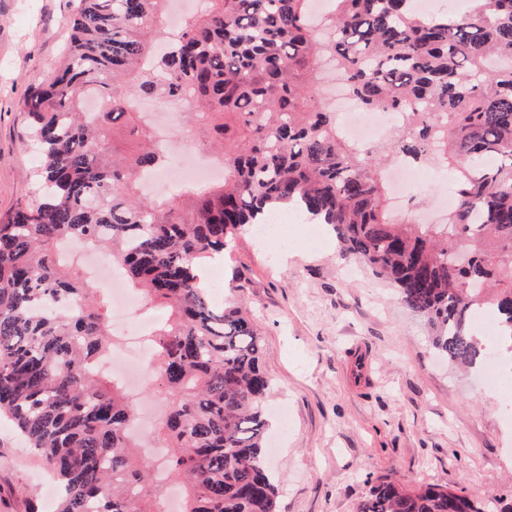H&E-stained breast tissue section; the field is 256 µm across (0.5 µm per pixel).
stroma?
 <instances>
[{"label": "stroma", "instance_id": "1", "mask_svg": "<svg viewBox=\"0 0 512 512\" xmlns=\"http://www.w3.org/2000/svg\"><path fill=\"white\" fill-rule=\"evenodd\" d=\"M76 0H0V219L35 202L39 161L19 102L65 63ZM289 247L286 259L270 253ZM216 300L243 304L273 379L267 456L278 512H356L372 486L431 484L512 505V424L476 373L434 353L394 288L297 224L287 242L238 234L207 262ZM236 279L237 291L225 283ZM54 483L0 422V512H51Z\"/></svg>", "mask_w": 512, "mask_h": 512}]
</instances>
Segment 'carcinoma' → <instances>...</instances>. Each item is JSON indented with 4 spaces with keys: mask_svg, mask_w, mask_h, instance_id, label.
Wrapping results in <instances>:
<instances>
[{
    "mask_svg": "<svg viewBox=\"0 0 512 512\" xmlns=\"http://www.w3.org/2000/svg\"><path fill=\"white\" fill-rule=\"evenodd\" d=\"M206 0L160 55L162 0H80L66 67L20 104L42 164L39 203L0 224V413L60 482L56 512H162L156 472L135 456L126 392L103 381L109 305L94 281L62 273L54 249L108 247L130 287L171 310L153 333L149 371L169 406L156 435L183 512H277L266 464L271 378L252 321L213 302L204 262L246 226L291 211L330 226L351 258L393 284L448 363L473 369L497 353L473 317L490 309L512 341V0L462 14L414 0ZM367 111L400 125L372 150L346 140L312 74L324 55ZM101 110L83 112L84 98ZM150 98L191 106L224 150V181L183 205L148 196L142 175L165 145L135 111ZM453 173L441 224L389 206L384 155ZM358 512H512L464 493L394 482Z\"/></svg>",
    "mask_w": 512,
    "mask_h": 512,
    "instance_id": "1",
    "label": "carcinoma"
}]
</instances>
